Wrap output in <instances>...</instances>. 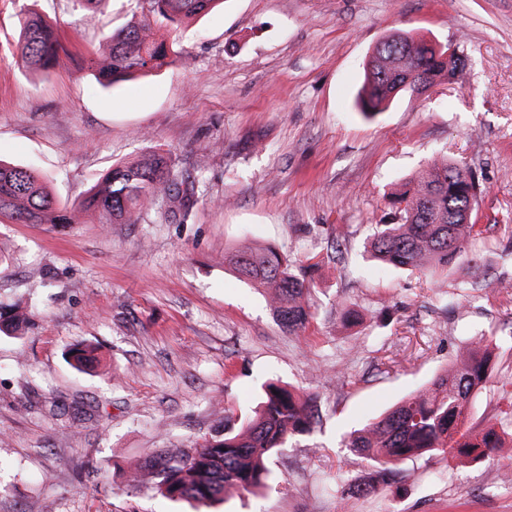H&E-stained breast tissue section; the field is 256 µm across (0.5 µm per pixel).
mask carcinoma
Here are the masks:
<instances>
[{
    "mask_svg": "<svg viewBox=\"0 0 512 512\" xmlns=\"http://www.w3.org/2000/svg\"><path fill=\"white\" fill-rule=\"evenodd\" d=\"M217 0H136L139 22L112 34L108 64L94 68L96 82L110 87L147 74L177 57L176 40L153 39L145 30L155 25L172 31L210 11ZM19 49L24 66L50 72L67 50L56 25L31 8L17 14ZM466 64L448 47L407 33L382 40L366 63V81L358 108L366 118L381 112L399 92L421 93L438 80L458 81ZM199 178L184 174L172 154L148 152L121 162L97 179L82 206L107 224L184 223L198 201ZM480 186L473 171L445 158L435 159L403 184L389 200V221L379 225L370 241L378 262L419 271L448 268L475 231L474 205ZM72 224L71 212L60 207L35 169L0 160V223ZM224 265L264 291L273 313L290 331L303 330L312 314L305 303L307 271L275 248L246 247L224 253ZM492 373L488 346L478 339L466 360L453 363L423 390L356 430L345 447L369 459L375 483L389 484L409 461L431 454L481 461L504 443L493 427H465L471 400ZM315 397L301 396L274 383L265 386L255 416L239 429L224 425L210 436L179 448L148 455L128 477L136 487L150 480L171 499L206 504L224 501L231 491L265 485L266 459L317 424Z\"/></svg>",
    "mask_w": 512,
    "mask_h": 512,
    "instance_id": "obj_1",
    "label": "carcinoma"
}]
</instances>
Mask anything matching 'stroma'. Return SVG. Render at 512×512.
<instances>
[{"label": "stroma", "mask_w": 512, "mask_h": 512, "mask_svg": "<svg viewBox=\"0 0 512 512\" xmlns=\"http://www.w3.org/2000/svg\"><path fill=\"white\" fill-rule=\"evenodd\" d=\"M56 22L50 74L20 66L17 14ZM134 0H0V158L38 169L71 224H0V512H512V456L426 455L371 489L356 429L427 386L484 337L494 376L469 425L512 431V0H223L177 31L173 65L105 89ZM458 46L457 82L404 93L374 118L355 99L389 34ZM153 150L205 187L187 222L105 224L81 200L113 164ZM479 175V236L447 274L369 260L397 185L437 155ZM271 246L310 263L309 327L291 334L224 251ZM97 345L89 372L69 348ZM275 379L314 394L313 434L271 456L268 489L211 507L128 474L249 418Z\"/></svg>", "instance_id": "1"}]
</instances>
